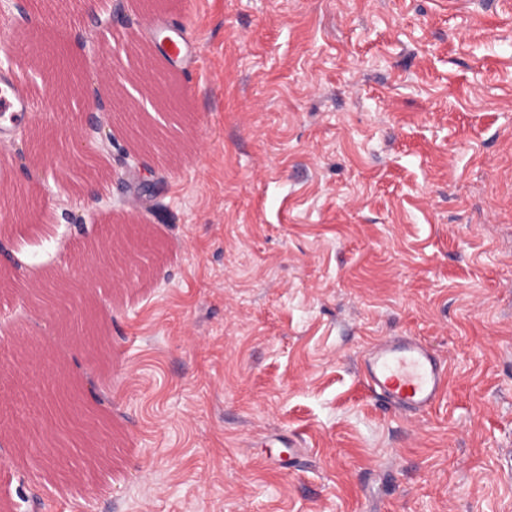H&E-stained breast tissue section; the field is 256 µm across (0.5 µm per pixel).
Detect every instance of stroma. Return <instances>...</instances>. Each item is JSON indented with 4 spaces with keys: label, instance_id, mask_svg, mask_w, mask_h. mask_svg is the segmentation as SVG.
Here are the masks:
<instances>
[{
    "label": "stroma",
    "instance_id": "1",
    "mask_svg": "<svg viewBox=\"0 0 512 512\" xmlns=\"http://www.w3.org/2000/svg\"><path fill=\"white\" fill-rule=\"evenodd\" d=\"M112 7L28 0L1 40L82 93L0 67L33 107L0 150V512H512V0H124L104 63L76 38ZM165 34L196 49L181 124L66 166L127 37ZM398 335L448 365L421 415L359 373ZM59 372L104 427L49 471Z\"/></svg>",
    "mask_w": 512,
    "mask_h": 512
}]
</instances>
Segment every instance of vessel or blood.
Listing matches in <instances>:
<instances>
[{
  "mask_svg": "<svg viewBox=\"0 0 512 512\" xmlns=\"http://www.w3.org/2000/svg\"><path fill=\"white\" fill-rule=\"evenodd\" d=\"M31 115V98L13 80L0 81V121L17 125ZM361 376L368 389L396 411L415 416L445 395L448 369L428 345L412 336H394L368 348Z\"/></svg>",
  "mask_w": 512,
  "mask_h": 512,
  "instance_id": "vessel-or-blood-1",
  "label": "vessel or blood"
}]
</instances>
